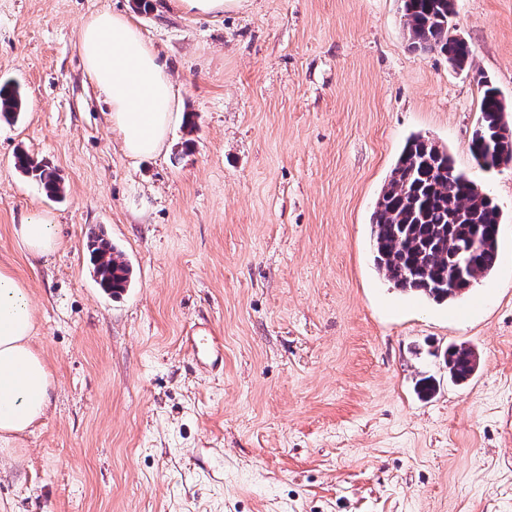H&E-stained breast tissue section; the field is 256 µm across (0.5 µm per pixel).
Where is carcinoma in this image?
<instances>
[{
    "label": "carcinoma",
    "mask_w": 512,
    "mask_h": 512,
    "mask_svg": "<svg viewBox=\"0 0 512 512\" xmlns=\"http://www.w3.org/2000/svg\"><path fill=\"white\" fill-rule=\"evenodd\" d=\"M454 0H402L407 34L414 49L437 51L456 69H464L472 49L464 39L448 36V16ZM482 96L469 150L475 163L499 147L512 163V125L500 92L482 77ZM23 111L19 88L0 85V118L17 120ZM14 166L32 175L50 196L63 192L54 170L23 150ZM503 214L495 198L455 167L448 151L429 138L413 134L407 140L387 184L375 204L371 236L377 270L395 287L437 303L466 296L495 268ZM94 274L103 291L120 293L130 286L132 270L111 242L90 241ZM448 377L465 383L477 371L465 346L444 353Z\"/></svg>",
    "instance_id": "obj_1"
}]
</instances>
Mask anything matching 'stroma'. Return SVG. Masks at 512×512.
Returning <instances> with one entry per match:
<instances>
[{"label": "stroma", "instance_id": "obj_1", "mask_svg": "<svg viewBox=\"0 0 512 512\" xmlns=\"http://www.w3.org/2000/svg\"><path fill=\"white\" fill-rule=\"evenodd\" d=\"M0 0V263L25 280L54 378L46 416L0 452V512H512V165L469 151L480 77L512 106V0H455L472 67L414 50L401 0ZM125 13L167 63L181 117L128 157L77 50ZM444 146L503 213L493 273L454 303L393 288L370 224L405 144ZM49 163L63 197L14 166ZM54 215L57 251L12 227ZM125 254L120 297L89 237ZM208 321L224 367L181 342ZM480 356L465 384L443 353ZM430 378L434 390L415 384ZM233 0H168L172 12L194 16L208 17L224 14V7ZM23 111V98L19 88L6 83L0 85V118L16 121Z\"/></svg>", "mask_w": 512, "mask_h": 512}]
</instances>
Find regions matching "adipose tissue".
Wrapping results in <instances>:
<instances>
[{
  "label": "adipose tissue",
  "mask_w": 512,
  "mask_h": 512,
  "mask_svg": "<svg viewBox=\"0 0 512 512\" xmlns=\"http://www.w3.org/2000/svg\"><path fill=\"white\" fill-rule=\"evenodd\" d=\"M78 48L85 76L110 107L109 119L132 156L163 146L177 110L168 68L153 45L121 13L104 11L83 23ZM18 246L31 257L53 254L54 219L37 213L14 225ZM35 310L29 289L12 267L0 264V444L25 434L46 415L52 375L32 335Z\"/></svg>",
  "instance_id": "obj_1"
}]
</instances>
